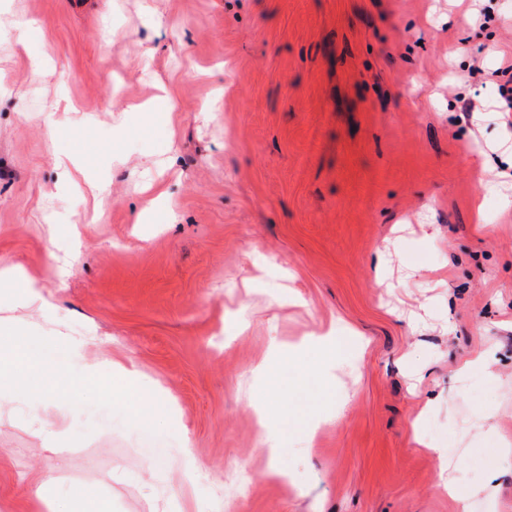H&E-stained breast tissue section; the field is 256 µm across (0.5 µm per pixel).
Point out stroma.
<instances>
[{
    "label": "stroma",
    "mask_w": 512,
    "mask_h": 512,
    "mask_svg": "<svg viewBox=\"0 0 512 512\" xmlns=\"http://www.w3.org/2000/svg\"><path fill=\"white\" fill-rule=\"evenodd\" d=\"M0 10L34 19L31 48L52 60L32 78L0 33V269L49 301L28 350L74 378L113 356L178 406L137 418L91 386H34L0 424V512H41L16 488L48 464L22 414L50 394L69 410L55 489L68 512H152L154 488L182 512H456L448 478L468 512H512V457L480 429L492 416L512 442V120L493 75L512 63V0ZM164 95L175 111L142 125L135 106ZM64 150L89 172L70 186ZM54 253L75 257L65 280ZM335 322L356 348L316 403L331 421L281 439L286 487L257 410L271 393L303 411L302 345ZM485 352L489 372L458 378Z\"/></svg>",
    "instance_id": "1"
}]
</instances>
